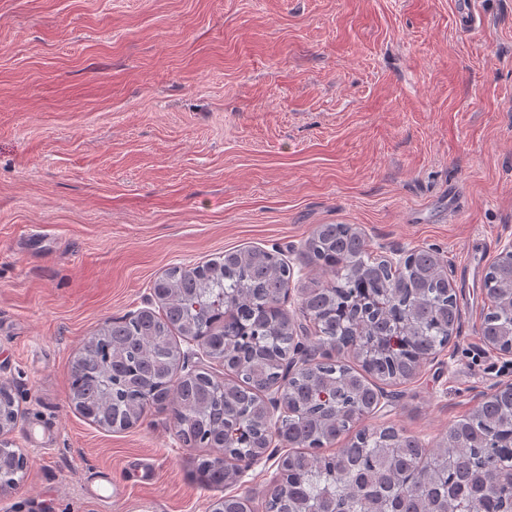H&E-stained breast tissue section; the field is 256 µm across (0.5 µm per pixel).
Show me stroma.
Instances as JSON below:
<instances>
[{"instance_id":"1","label":"stroma","mask_w":512,"mask_h":512,"mask_svg":"<svg viewBox=\"0 0 512 512\" xmlns=\"http://www.w3.org/2000/svg\"><path fill=\"white\" fill-rule=\"evenodd\" d=\"M460 1L0 0V383L28 458L0 512L262 507L278 455L206 487L170 408L82 417L72 361L166 269L229 249L280 247L295 311L319 224L437 250L458 289L455 337L368 426L432 446L512 384L479 333L481 273L512 244V0H468L470 29Z\"/></svg>"}]
</instances>
